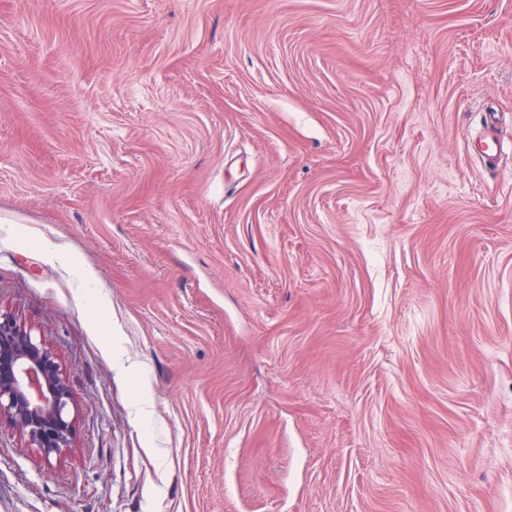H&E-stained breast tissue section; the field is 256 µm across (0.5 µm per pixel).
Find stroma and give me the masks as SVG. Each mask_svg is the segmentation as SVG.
<instances>
[{
    "label": "stroma",
    "mask_w": 512,
    "mask_h": 512,
    "mask_svg": "<svg viewBox=\"0 0 512 512\" xmlns=\"http://www.w3.org/2000/svg\"><path fill=\"white\" fill-rule=\"evenodd\" d=\"M0 311V512H512V0H0ZM70 404L69 384L53 351L32 328L0 312V420L6 418L48 460L71 448Z\"/></svg>",
    "instance_id": "obj_1"
}]
</instances>
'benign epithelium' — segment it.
I'll return each instance as SVG.
<instances>
[{
    "label": "benign epithelium",
    "mask_w": 512,
    "mask_h": 512,
    "mask_svg": "<svg viewBox=\"0 0 512 512\" xmlns=\"http://www.w3.org/2000/svg\"><path fill=\"white\" fill-rule=\"evenodd\" d=\"M71 392L56 356L32 328L0 312V419L47 460L71 448Z\"/></svg>",
    "instance_id": "benign-epithelium-1"
}]
</instances>
